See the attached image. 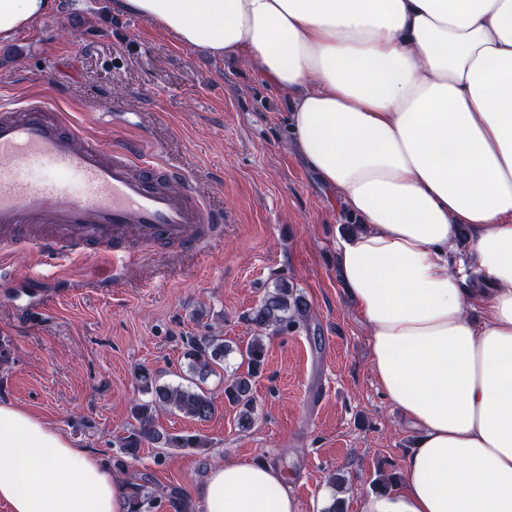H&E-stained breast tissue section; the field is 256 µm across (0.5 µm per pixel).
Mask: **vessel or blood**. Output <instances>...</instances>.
<instances>
[{
    "mask_svg": "<svg viewBox=\"0 0 512 512\" xmlns=\"http://www.w3.org/2000/svg\"><path fill=\"white\" fill-rule=\"evenodd\" d=\"M159 154L141 140L101 144L41 95L1 102L0 251L33 249L55 270L105 249L117 281L139 251L221 237L223 211Z\"/></svg>",
    "mask_w": 512,
    "mask_h": 512,
    "instance_id": "b4317fda",
    "label": "vessel or blood"
}]
</instances>
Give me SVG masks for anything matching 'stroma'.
I'll return each mask as SVG.
<instances>
[{
  "instance_id": "1",
  "label": "stroma",
  "mask_w": 512,
  "mask_h": 512,
  "mask_svg": "<svg viewBox=\"0 0 512 512\" xmlns=\"http://www.w3.org/2000/svg\"><path fill=\"white\" fill-rule=\"evenodd\" d=\"M108 2L57 0L53 14L0 45V97L47 96L104 143L146 137L223 209L224 235L195 252H144L117 283L98 258L32 288L22 273L33 255H7L0 339L13 360L0 368V403L108 458L133 422L138 368L162 385L184 383L188 341L216 333L232 351L203 385L214 415L156 416L167 432L205 436L208 453L146 447L120 483L148 475L190 497L214 458L247 456L284 469L298 512H322L331 475L343 473L346 512H358L379 474L401 473L415 433L373 377L368 328L338 278L345 215L289 148L283 93L244 60L186 48ZM282 278L305 295L310 318L268 339L253 383L256 422L241 431L224 381L246 373L238 350L254 328L245 316Z\"/></svg>"
}]
</instances>
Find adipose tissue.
Returning <instances> with one entry per match:
<instances>
[{"label": "adipose tissue", "instance_id": "adipose-tissue-1", "mask_svg": "<svg viewBox=\"0 0 512 512\" xmlns=\"http://www.w3.org/2000/svg\"><path fill=\"white\" fill-rule=\"evenodd\" d=\"M55 0H0V44ZM291 98L289 144L361 224L340 279L372 372L417 434L359 512H512V0H112ZM483 289L453 265L461 232ZM205 512H297L287 477L217 460ZM9 512H127L111 466L0 403Z\"/></svg>", "mask_w": 512, "mask_h": 512}]
</instances>
